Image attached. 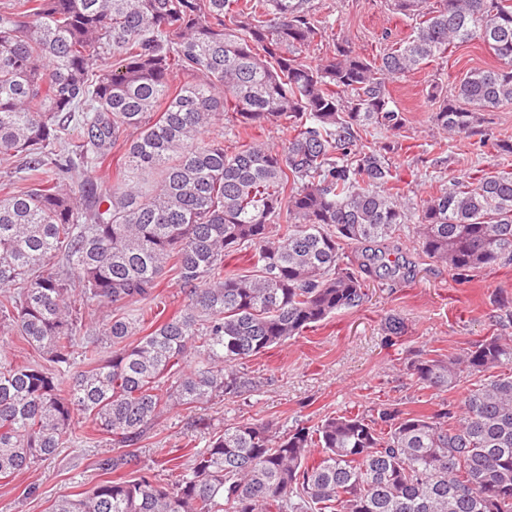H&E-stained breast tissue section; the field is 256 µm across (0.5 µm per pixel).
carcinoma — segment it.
I'll list each match as a JSON object with an SVG mask.
<instances>
[{"label":"carcinoma","instance_id":"1","mask_svg":"<svg viewBox=\"0 0 512 512\" xmlns=\"http://www.w3.org/2000/svg\"><path fill=\"white\" fill-rule=\"evenodd\" d=\"M393 6L413 31L376 59L336 36L313 0L0 10V155L23 159L27 183L0 199V344L16 336L40 356L0 352V480L53 456L80 414L128 451L100 459L105 478L51 512H512V343L499 336L408 365L439 393L466 372L509 370L457 412L226 426L170 485L129 450L161 409L252 391L237 365L361 306L364 276L387 266L384 244L413 218L422 252L452 271L512 261V172L469 174L416 206L388 157L398 146L365 144L405 125L390 83L459 44L488 46L505 68L466 74L434 125L474 135L475 110L512 104V0ZM328 37L332 51L303 55ZM222 120L274 127L285 142L228 150L211 133ZM127 132L108 193L75 179L112 160ZM248 247L254 273L224 266ZM168 268L186 304L149 322ZM75 291L139 308L103 319L81 348ZM123 470L133 476L112 478Z\"/></svg>","mask_w":512,"mask_h":512}]
</instances>
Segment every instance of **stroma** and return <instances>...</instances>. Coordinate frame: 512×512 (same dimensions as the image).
I'll return each instance as SVG.
<instances>
[{
  "label": "stroma",
  "mask_w": 512,
  "mask_h": 512,
  "mask_svg": "<svg viewBox=\"0 0 512 512\" xmlns=\"http://www.w3.org/2000/svg\"><path fill=\"white\" fill-rule=\"evenodd\" d=\"M322 12L335 32L371 59L406 39L414 26L390 0H323ZM496 64L485 46L475 42L449 49L445 57L391 83L393 103L406 123L395 132H375L374 139L398 142L392 160L413 200L428 198L478 170L512 171V154L497 147L498 141H512V105L480 111L477 134L449 136L443 154L432 147L437 135L432 114L442 98L455 95L468 72ZM434 83L441 90L436 99L430 96ZM414 235L413 226L404 227L399 240L403 269L368 278L361 306L338 311L301 336L245 361L242 370L254 379L253 391L229 401L165 410L134 447L141 465L152 469L160 483L173 481L172 463H186L190 450L206 448L215 425L249 421L285 430L345 413L368 416L381 406L432 413L447 402L458 405L477 377L462 375L455 390L439 394L420 388L407 364L425 354L462 352L489 336L512 337V262L461 277L419 251ZM393 317L403 325L401 334L387 329ZM73 426L84 441L65 442L29 472L0 481V512H50L61 496L101 481L98 460L116 453L111 436L88 432L79 415ZM32 483L39 490L26 495Z\"/></svg>",
  "instance_id": "35a3bbf8"
}]
</instances>
